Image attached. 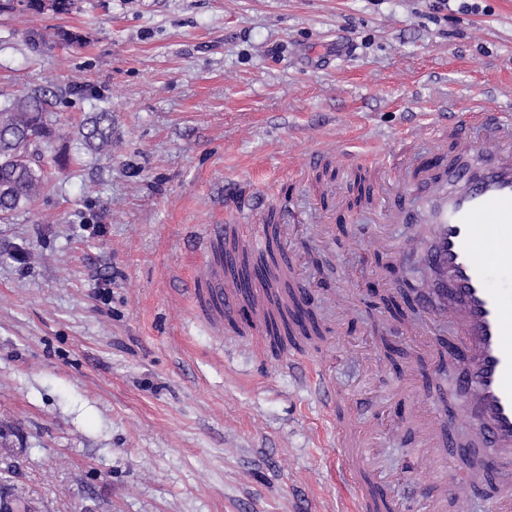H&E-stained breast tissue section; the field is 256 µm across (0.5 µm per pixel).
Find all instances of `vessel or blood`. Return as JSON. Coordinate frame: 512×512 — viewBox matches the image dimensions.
Instances as JSON below:
<instances>
[{"instance_id": "obj_1", "label": "vessel or blood", "mask_w": 512, "mask_h": 512, "mask_svg": "<svg viewBox=\"0 0 512 512\" xmlns=\"http://www.w3.org/2000/svg\"><path fill=\"white\" fill-rule=\"evenodd\" d=\"M483 133L473 144L471 129ZM436 141H451L454 152L446 179L428 178L427 162L408 168L404 196L421 212V229L400 239L397 254L413 256L434 277L419 302L410 331L428 346L433 324L450 327L467 352L456 378L465 400L467 425L490 447L488 468H512V112L474 107L467 125L439 124ZM241 241L260 251L269 243L263 224H204L195 234L202 257L189 281L197 313L212 324L231 318L238 303L251 306L252 336L266 332L271 310L269 288L258 282L243 288L224 277L222 245ZM336 418L342 469L350 482L357 512H402L372 474L365 432L352 425L340 399H325ZM423 461L432 466L436 496L453 493L468 501L470 477L447 476L445 451L426 447Z\"/></svg>"}]
</instances>
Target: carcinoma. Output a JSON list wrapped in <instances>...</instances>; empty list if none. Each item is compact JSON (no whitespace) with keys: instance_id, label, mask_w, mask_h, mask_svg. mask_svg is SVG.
<instances>
[{"instance_id":"1","label":"carcinoma","mask_w":512,"mask_h":512,"mask_svg":"<svg viewBox=\"0 0 512 512\" xmlns=\"http://www.w3.org/2000/svg\"><path fill=\"white\" fill-rule=\"evenodd\" d=\"M49 106V94L44 89L24 91L0 103V217L3 219L31 205L45 192V152L56 136ZM80 134L89 149L110 152V113H93L82 123ZM254 264L267 268L263 282L271 288L274 300H279L288 290V282L280 276L284 261L278 260L273 250L259 255L243 251L238 261L228 264V270L240 278ZM293 320L294 314L281 308L268 318V331L274 342L282 345L293 340Z\"/></svg>"}]
</instances>
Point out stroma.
Listing matches in <instances>:
<instances>
[{
	"label": "stroma",
	"mask_w": 512,
	"mask_h": 512,
	"mask_svg": "<svg viewBox=\"0 0 512 512\" xmlns=\"http://www.w3.org/2000/svg\"><path fill=\"white\" fill-rule=\"evenodd\" d=\"M74 0L0 9V100L49 90L67 163L0 221V500L27 512H353L336 425L313 394L329 366L380 447L368 455L411 512L417 415L438 390L403 335L422 268L380 247L410 217L356 206L355 157L428 143L449 108H512V0ZM66 31L79 43L27 40ZM82 82L94 93L71 92ZM112 115V152L85 148ZM333 176L315 180L312 153ZM265 196L300 221L314 308L346 312L287 368L255 354L245 312L217 328L186 286L190 234ZM332 225L318 241V223ZM395 341L397 355L385 343ZM80 134L85 145L100 153L112 150V118L109 112H95L82 123Z\"/></svg>",
	"instance_id": "1"
}]
</instances>
